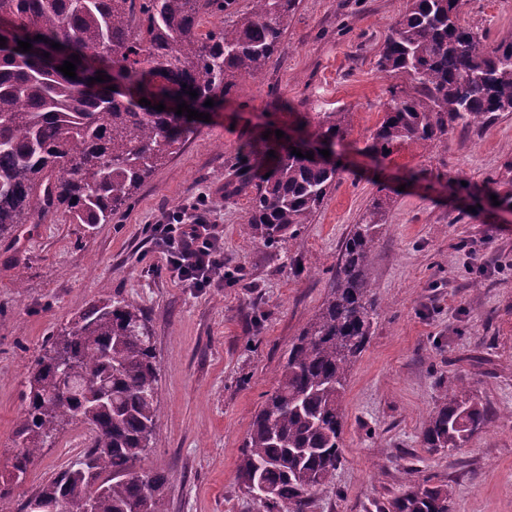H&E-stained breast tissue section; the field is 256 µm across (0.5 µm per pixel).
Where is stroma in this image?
I'll use <instances>...</instances> for the list:
<instances>
[{
	"label": "stroma",
	"mask_w": 512,
	"mask_h": 512,
	"mask_svg": "<svg viewBox=\"0 0 512 512\" xmlns=\"http://www.w3.org/2000/svg\"><path fill=\"white\" fill-rule=\"evenodd\" d=\"M407 5L298 0L263 73L241 78L111 223L76 224L59 208L0 238V481L47 337L119 294L150 316L159 418L140 466L168 476V512H265L239 478L246 432L329 295L346 238L381 199L370 252L379 315L348 375L344 460L307 512H374L423 481L451 487L450 512H512V210L492 202L512 192V112L445 143L363 151L392 83L376 54ZM463 18L487 43L512 39V0H468ZM322 112L345 115V171L311 223L264 248L241 230L249 197L224 186L247 169L246 143L274 126L313 137L300 118ZM196 206L224 251L203 288L182 282L151 231ZM457 385L494 417L464 447L427 451L423 422ZM86 431L71 423L41 448L12 508L74 460L68 446Z\"/></svg>",
	"instance_id": "35a3bbf8"
}]
</instances>
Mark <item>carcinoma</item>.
<instances>
[{"mask_svg":"<svg viewBox=\"0 0 512 512\" xmlns=\"http://www.w3.org/2000/svg\"><path fill=\"white\" fill-rule=\"evenodd\" d=\"M297 0H0V237L65 207L79 224H110L145 179L186 141L190 126L169 108L177 98L199 112L244 75L262 73L282 44ZM466 0H409L377 53L389 88L382 121L364 151L448 142L459 124H485L512 112V40L489 45L463 23ZM231 17L205 35L203 15ZM49 49L56 66L18 41ZM79 56L76 78L57 66ZM119 64L113 74V64ZM102 72L110 80L89 83ZM125 90H110L114 81ZM151 105L139 104L148 89ZM196 90L191 97L189 89ZM344 113L325 112L316 138L328 158H299L293 147L257 144L248 223L252 241L277 248L308 224L340 182L334 148ZM384 202L355 225L320 309L288 350L277 387L246 433L239 463L244 485L270 490L266 512H305L310 497L342 463V399L378 306L369 252ZM158 363L147 312L125 297L93 303L75 326L47 338L24 393L12 468L33 464L41 444L73 421L92 432L77 459L21 504L18 512H167V476L136 464L153 444ZM466 390L443 396L424 421L430 452L463 447L491 421ZM452 491L418 483L376 504V512H449Z\"/></svg>","mask_w":512,"mask_h":512,"instance_id":"cac0c4a2","label":"carcinoma"}]
</instances>
